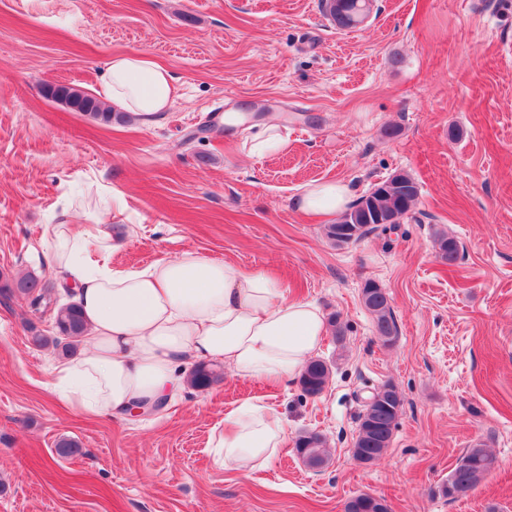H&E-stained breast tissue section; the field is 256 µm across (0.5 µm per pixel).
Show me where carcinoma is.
I'll list each match as a JSON object with an SVG mask.
<instances>
[{
    "instance_id": "carcinoma-1",
    "label": "carcinoma",
    "mask_w": 512,
    "mask_h": 512,
    "mask_svg": "<svg viewBox=\"0 0 512 512\" xmlns=\"http://www.w3.org/2000/svg\"><path fill=\"white\" fill-rule=\"evenodd\" d=\"M367 8V0H321L325 17L338 30H349L361 21ZM45 97L60 101L77 112H86L105 120L112 119V113L100 111L94 98L65 86L46 84L42 88ZM419 196L416 181L407 174H396L378 183L367 195L361 197L337 219L327 225L326 236L334 244L355 243L366 235L378 230L380 219H388L398 224L409 214ZM439 256L448 265L455 264L460 256L461 245L453 237L437 236ZM16 294L25 296L35 312H54L58 335L49 338L34 332L32 342L39 346L53 345L62 356L76 353L78 343L87 332V323L75 303L56 307L52 288L28 275L10 283L0 285V297L8 300ZM362 300L372 314L377 336L390 343L397 334L393 311L387 293L379 284L362 288ZM331 366L323 359L309 361L302 370L298 382L302 391L309 397L321 395L326 388ZM222 379V373L212 366H196L188 374V384L196 389H208ZM404 406V397L396 386L386 382L375 389V395L367 402L364 415L360 419L357 435L351 448L352 457L367 461L366 451L375 448L382 451L390 447L394 430ZM294 448L300 458L316 453L329 460V448L325 435L316 431H305L295 440ZM493 454L482 444H475L464 450L448 475V485L442 494L450 500H457L473 492L487 475V464ZM382 498L362 493L349 499L344 512H389L381 504Z\"/></svg>"
}]
</instances>
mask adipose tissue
<instances>
[{"label":"adipose tissue","instance_id":"ef3b65f1","mask_svg":"<svg viewBox=\"0 0 512 512\" xmlns=\"http://www.w3.org/2000/svg\"><path fill=\"white\" fill-rule=\"evenodd\" d=\"M177 77L143 52L117 55L99 80L102 101L141 119L167 111ZM349 189L316 182L296 199L306 214L346 209ZM47 234L50 260L64 273L88 323L84 352L58 363L65 397L88 414L121 416L184 395L189 367L223 363L233 376L281 387L293 383L328 327L313 303L292 299L283 283L186 251L143 269L115 270L97 258L109 250L104 214L63 209ZM285 439L273 407L244 400L224 413L212 446L224 465L263 468Z\"/></svg>","mask_w":512,"mask_h":512}]
</instances>
